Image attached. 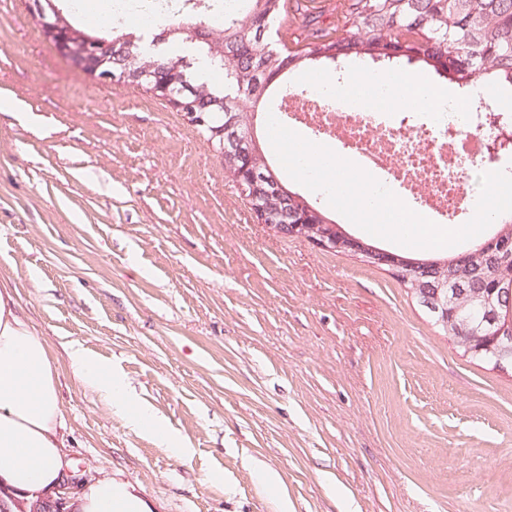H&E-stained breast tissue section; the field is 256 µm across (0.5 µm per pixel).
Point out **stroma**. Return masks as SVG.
<instances>
[{"mask_svg": "<svg viewBox=\"0 0 512 512\" xmlns=\"http://www.w3.org/2000/svg\"><path fill=\"white\" fill-rule=\"evenodd\" d=\"M4 275L74 476L152 512H512V370L463 356L387 267L259 224L197 127L74 66L33 0H0ZM74 344L186 453L109 410Z\"/></svg>", "mask_w": 512, "mask_h": 512, "instance_id": "stroma-1", "label": "stroma"}]
</instances>
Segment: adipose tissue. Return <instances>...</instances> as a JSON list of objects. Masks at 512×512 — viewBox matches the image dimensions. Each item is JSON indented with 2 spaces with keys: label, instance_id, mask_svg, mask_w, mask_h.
I'll return each instance as SVG.
<instances>
[{
  "label": "adipose tissue",
  "instance_id": "ef3b65f1",
  "mask_svg": "<svg viewBox=\"0 0 512 512\" xmlns=\"http://www.w3.org/2000/svg\"><path fill=\"white\" fill-rule=\"evenodd\" d=\"M443 89L417 74L393 89V103L430 111L445 98ZM79 380L130 425L183 451V440L147 406L137 403L125 381L81 348L71 350ZM64 426L57 376L44 339L20 313L9 282L0 283V483L28 495L53 494L71 470L63 451ZM79 512H151L122 479L96 480L82 490Z\"/></svg>",
  "mask_w": 512,
  "mask_h": 512
}]
</instances>
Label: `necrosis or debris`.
<instances>
[{
	"label": "necrosis or debris",
	"instance_id": "4bbe7bcc",
	"mask_svg": "<svg viewBox=\"0 0 512 512\" xmlns=\"http://www.w3.org/2000/svg\"><path fill=\"white\" fill-rule=\"evenodd\" d=\"M170 0H113L110 24L135 18L150 27L165 20ZM386 89L370 85L355 102L330 85L289 90L287 108H274L283 125H302L319 144L338 146L357 165L390 188L406 204L437 222L462 224L473 213L464 191L472 167L486 164L492 131L487 113L512 103L488 98L477 87L468 111L441 101L432 111L416 112L386 105Z\"/></svg>",
	"mask_w": 512,
	"mask_h": 512
}]
</instances>
